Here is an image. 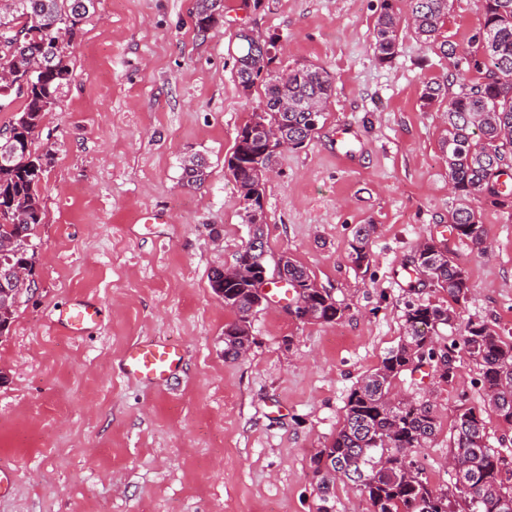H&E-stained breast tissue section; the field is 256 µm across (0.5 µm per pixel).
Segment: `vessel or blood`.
<instances>
[{
  "mask_svg": "<svg viewBox=\"0 0 512 512\" xmlns=\"http://www.w3.org/2000/svg\"><path fill=\"white\" fill-rule=\"evenodd\" d=\"M101 309L93 302L76 300L60 311L58 324L70 335L79 336L97 324ZM184 361L181 349L165 341L146 339L133 343L124 352V372L138 380L160 383L167 381Z\"/></svg>",
  "mask_w": 512,
  "mask_h": 512,
  "instance_id": "b4317fda",
  "label": "vessel or blood"
}]
</instances>
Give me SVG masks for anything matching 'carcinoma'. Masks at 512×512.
Instances as JSON below:
<instances>
[{
    "instance_id": "cac0c4a2",
    "label": "carcinoma",
    "mask_w": 512,
    "mask_h": 512,
    "mask_svg": "<svg viewBox=\"0 0 512 512\" xmlns=\"http://www.w3.org/2000/svg\"><path fill=\"white\" fill-rule=\"evenodd\" d=\"M479 27L464 48L463 66L478 74L448 99V182L459 199L448 216L451 231L473 248L485 250L486 231L472 207L474 200L503 206L512 199V177L500 180L494 170L512 166V0H478ZM95 9V0H0V68L13 71L12 84L0 83V98L11 92L23 98L15 118L0 128V267L28 269V280L14 285L22 296L34 282L36 264L32 236L42 223L43 208L38 183L52 150L31 153L32 136L49 107L59 100L71 74V61L58 41L75 31ZM224 11L223 0H199L197 30L206 34ZM450 11V0H381L373 32V56L380 64L397 54L401 23L409 21L414 33L431 48L451 59L457 47L439 40ZM274 43L258 66L236 70L238 86L249 94L256 80L266 75L264 97L256 109L273 121L288 120V138L300 148L315 129L308 127L305 112L324 111L334 92V78L326 69L303 65L288 70V80L269 71ZM248 139L236 141L232 157L240 162L235 180L240 197L254 191L255 175ZM206 161L198 155L183 164V185L194 187L206 177ZM374 225L358 224L349 243L351 263H369V243ZM422 244L430 250L427 260L434 269L430 286L447 292L448 305L419 300L405 304L403 332L381 363L351 388L343 424L336 434L310 456V469L319 493L316 512H335L332 490L341 481L357 487L365 496L368 512H512V439L489 443L484 414L490 412L512 429V343L485 322L464 324L462 340H443L439 327L460 320L455 306L469 293L466 270L452 256L435 250V240ZM236 273L223 279L213 269L208 275L212 290L222 288L230 296L229 310L235 318L224 324V358H238V349L253 343L250 317L256 311L250 277L255 270L269 269L267 251L241 250ZM283 268L288 285L303 288L302 298L313 310L316 322L340 320L344 309L331 293L320 288L306 268L287 255L274 263ZM18 301L0 306V336L9 333ZM438 356L443 363L441 381L451 383L463 357L479 370L478 382L487 396V407H468L456 415L450 435L449 458L459 462L453 482L446 490L431 486L416 456L435 437L439 423L431 405L412 400L392 405L389 394L394 381L415 372Z\"/></svg>"
}]
</instances>
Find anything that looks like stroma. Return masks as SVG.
<instances>
[{
	"mask_svg": "<svg viewBox=\"0 0 512 512\" xmlns=\"http://www.w3.org/2000/svg\"><path fill=\"white\" fill-rule=\"evenodd\" d=\"M442 35L465 44L476 0H450ZM197 0H97L68 39L73 73L46 113L32 153L54 149L39 182L43 221L37 288L0 338V512H315L309 468L343 423L347 395L402 334L411 279L403 262L424 238L446 241L467 271L459 312L512 342V207L478 204L487 250L452 237L446 102L425 107L426 83L454 95L475 75L402 29L392 63L371 48L380 0H224L199 35ZM274 40L273 70L316 64L335 94L312 140L276 152L265 185L271 256L288 254L345 309L307 323L269 300L251 318L246 356L224 357L233 318L209 286L249 238L224 167L263 83L244 96L241 29ZM200 186L182 183L191 155ZM376 230L367 268L348 259L356 225ZM222 231L213 240L210 229ZM98 303L99 325L67 335L59 311ZM161 337L185 350L158 386L126 377L128 346ZM474 363L452 383L432 367L395 381L429 402L439 430L419 461L448 487V440L459 407L480 408ZM206 161L198 155L189 156L183 164V185L194 187L201 185L206 177Z\"/></svg>",
	"mask_w": 512,
	"mask_h": 512,
	"instance_id": "1",
	"label": "stroma"
}]
</instances>
